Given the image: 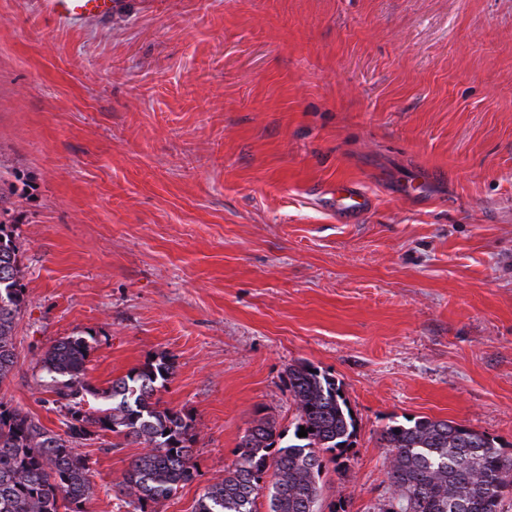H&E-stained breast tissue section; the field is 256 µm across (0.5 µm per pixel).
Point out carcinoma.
<instances>
[{
  "label": "carcinoma",
  "mask_w": 512,
  "mask_h": 512,
  "mask_svg": "<svg viewBox=\"0 0 512 512\" xmlns=\"http://www.w3.org/2000/svg\"><path fill=\"white\" fill-rule=\"evenodd\" d=\"M0 206V385L17 362L14 331L25 305V286L12 232ZM89 345L64 337L38 359L44 385L65 410L56 433L19 408L0 401V512H86L92 494L87 459L79 447L101 432L145 444L119 482L134 512L169 499L194 477L192 421L160 405L158 388L173 374L161 359L129 371L101 391L86 380ZM311 366L288 369L297 406L295 433L285 441L273 422L254 420L238 444L224 480L199 496L194 512H256L267 474L269 512H320L322 474L351 448L357 422L343 384ZM105 395L109 407L93 414L87 398ZM307 436H298L300 429ZM380 440L390 454L393 487L385 512H502L512 488V459L493 438L452 420L428 417L394 423Z\"/></svg>",
  "instance_id": "1"
}]
</instances>
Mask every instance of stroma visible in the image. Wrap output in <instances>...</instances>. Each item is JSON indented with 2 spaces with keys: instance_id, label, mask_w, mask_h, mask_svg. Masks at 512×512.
I'll return each instance as SVG.
<instances>
[{
  "instance_id": "obj_1",
  "label": "stroma",
  "mask_w": 512,
  "mask_h": 512,
  "mask_svg": "<svg viewBox=\"0 0 512 512\" xmlns=\"http://www.w3.org/2000/svg\"><path fill=\"white\" fill-rule=\"evenodd\" d=\"M0 196L26 293L0 400L63 432L37 359L66 336L99 389L170 359L196 477L155 512H193L257 416L292 437L299 364L357 420L322 512H384L396 422L512 456V0H0ZM144 451L87 441V512H129ZM47 14L64 20L104 17L112 14L117 0H43ZM367 200L360 192L347 183L336 185V209L343 212H354L366 207Z\"/></svg>"
}]
</instances>
